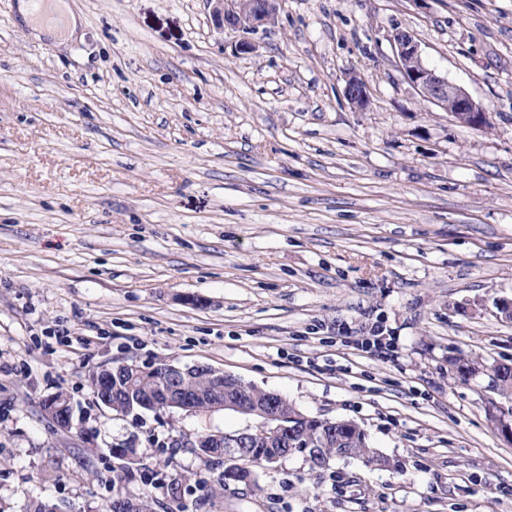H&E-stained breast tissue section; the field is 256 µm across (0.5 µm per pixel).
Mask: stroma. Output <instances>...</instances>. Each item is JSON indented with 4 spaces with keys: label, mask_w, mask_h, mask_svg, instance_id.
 Here are the masks:
<instances>
[{
    "label": "stroma",
    "mask_w": 512,
    "mask_h": 512,
    "mask_svg": "<svg viewBox=\"0 0 512 512\" xmlns=\"http://www.w3.org/2000/svg\"><path fill=\"white\" fill-rule=\"evenodd\" d=\"M17 2L0 0V512H93L113 447L137 451L127 496L203 497L217 471L190 442L254 417L119 414L89 386L161 360L353 421L400 463L297 453L212 512H512L493 374L448 366L512 359V0H283L255 32L217 30L207 0H68L61 44ZM398 30L490 128L418 93ZM376 321L386 357L354 343ZM60 390L67 431L42 406ZM66 17V23L63 28L59 29L56 27L48 26L42 24L35 19L31 18L29 12L28 3L25 0H21L18 4V12L22 19V21L36 34L38 35H46L49 37H53L57 40H64L67 37L73 35L76 31L78 25H80L79 17L70 9L69 5L61 0V3L57 5ZM345 96L348 101L357 109L364 110L370 103L367 86L357 76H351L345 86Z\"/></svg>",
    "instance_id": "stroma-1"
}]
</instances>
